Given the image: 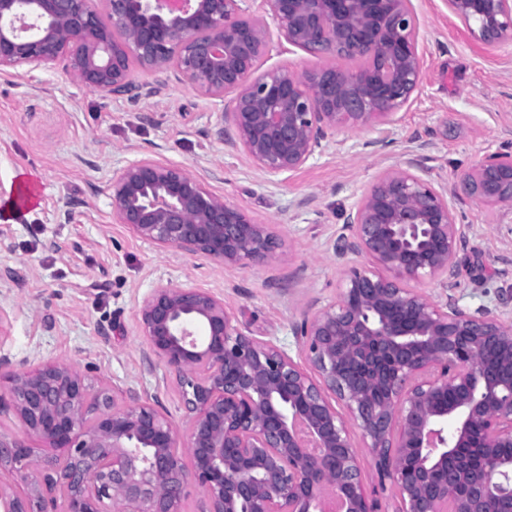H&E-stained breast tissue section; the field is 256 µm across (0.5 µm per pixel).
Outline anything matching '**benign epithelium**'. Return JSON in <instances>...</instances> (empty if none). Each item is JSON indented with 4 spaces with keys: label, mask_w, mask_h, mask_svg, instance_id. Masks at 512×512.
<instances>
[{
    "label": "benign epithelium",
    "mask_w": 512,
    "mask_h": 512,
    "mask_svg": "<svg viewBox=\"0 0 512 512\" xmlns=\"http://www.w3.org/2000/svg\"><path fill=\"white\" fill-rule=\"evenodd\" d=\"M0 0V73L65 62L75 83L119 98L137 91L132 62L176 72L203 97L235 93L218 135L268 177L295 171L344 126L388 131L422 85L411 0H262L288 45L364 62L357 70L277 69L255 76L269 46L252 0ZM486 45L512 35V0H447ZM388 168L345 217L336 254L350 266L336 300L297 326L302 361L246 331L201 288H156L140 328L175 374L189 422L175 426L137 391L93 389L67 363L7 376L32 447L0 435V512H179L193 483L208 512H320L328 488L343 512H377L361 477L374 457L394 512H512V321L460 307L465 242L448 197L512 207V152L496 151L449 189ZM112 220L164 248L224 266L277 260L269 224L186 169L143 158L112 177ZM432 282L437 300L410 287ZM359 430L354 437L352 429ZM185 449V465L176 449Z\"/></svg>",
    "instance_id": "7a95c632"
}]
</instances>
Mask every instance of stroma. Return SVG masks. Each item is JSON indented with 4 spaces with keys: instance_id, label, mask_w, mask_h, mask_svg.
I'll use <instances>...</instances> for the list:
<instances>
[{
    "instance_id": "1",
    "label": "stroma",
    "mask_w": 512,
    "mask_h": 512,
    "mask_svg": "<svg viewBox=\"0 0 512 512\" xmlns=\"http://www.w3.org/2000/svg\"><path fill=\"white\" fill-rule=\"evenodd\" d=\"M422 92L399 113L392 143L372 154L369 127H346L336 147L269 183L243 151L217 135L214 105L186 82L133 67L136 85L161 96L119 99L77 85L56 65L29 80L0 73V200L30 183L35 198L0 220V359L23 371L67 362L87 383L136 389L175 424L184 404L165 364H146L139 306L153 289L179 285L223 297L256 336L299 352L302 314L335 299L345 263L333 249L344 213L385 168L424 157L426 178L453 185L495 151L512 150V36L488 46L445 0H413ZM270 44L257 71L298 73L336 65L280 38L260 0ZM151 158L182 166L210 190L272 225L283 241L270 265L222 266L140 238L112 221V177ZM466 243L454 297L463 308L512 318V209L451 199Z\"/></svg>"
}]
</instances>
